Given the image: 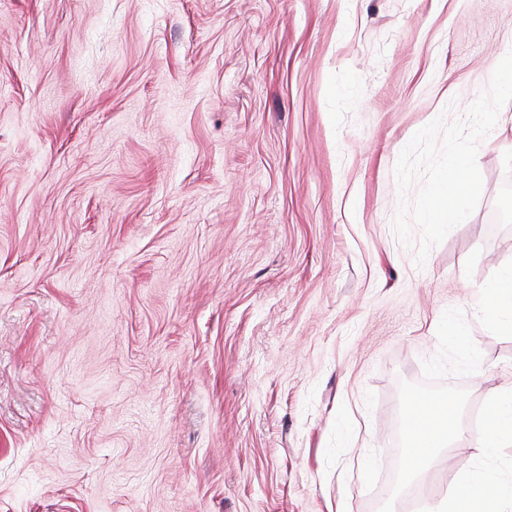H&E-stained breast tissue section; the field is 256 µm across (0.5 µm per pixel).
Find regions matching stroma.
Returning a JSON list of instances; mask_svg holds the SVG:
<instances>
[{"mask_svg":"<svg viewBox=\"0 0 512 512\" xmlns=\"http://www.w3.org/2000/svg\"><path fill=\"white\" fill-rule=\"evenodd\" d=\"M511 50L512 0H0V512H512V102L424 266L392 226ZM421 399L469 440L413 473ZM508 283L509 288L504 289L501 287L503 283ZM511 285V289H510ZM507 297L510 301L509 308V324L512 329V312H511V300H512V269L506 270L499 280L485 292L483 300H479L478 304L480 310L489 312H499L501 310V299ZM487 432L493 443L501 440L512 442V406L506 407L502 402L493 401L485 412ZM481 494L482 484L475 473L459 475L448 502V512H484L479 500Z\"/></svg>","mask_w":512,"mask_h":512,"instance_id":"obj_1","label":"stroma"}]
</instances>
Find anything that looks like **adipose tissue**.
I'll return each mask as SVG.
<instances>
[{"instance_id":"1","label":"adipose tissue","mask_w":512,"mask_h":512,"mask_svg":"<svg viewBox=\"0 0 512 512\" xmlns=\"http://www.w3.org/2000/svg\"><path fill=\"white\" fill-rule=\"evenodd\" d=\"M408 427L412 435L422 442L421 447L409 449L407 453V468L413 472L425 466L435 448L447 442H461L464 438L455 423L454 406L450 403L441 408L427 401L417 403Z\"/></svg>"}]
</instances>
